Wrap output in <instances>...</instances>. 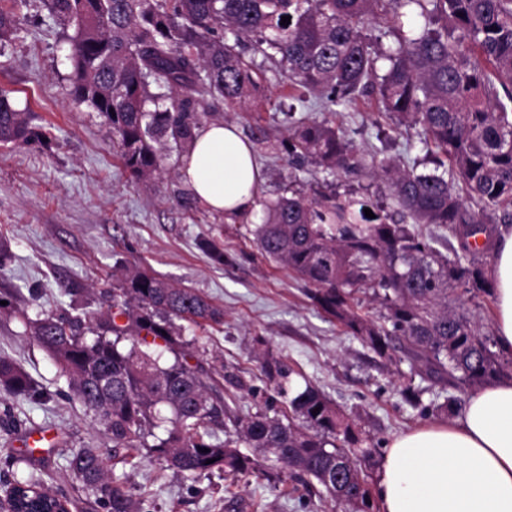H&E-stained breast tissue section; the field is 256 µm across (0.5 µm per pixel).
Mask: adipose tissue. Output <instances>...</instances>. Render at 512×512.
<instances>
[{"instance_id": "adipose-tissue-1", "label": "adipose tissue", "mask_w": 512, "mask_h": 512, "mask_svg": "<svg viewBox=\"0 0 512 512\" xmlns=\"http://www.w3.org/2000/svg\"><path fill=\"white\" fill-rule=\"evenodd\" d=\"M179 174L212 212L234 217L258 209L263 171L234 123L201 128ZM490 277L497 349L512 355V226L494 243ZM376 493L379 512H512V376L475 388L450 421L393 437Z\"/></svg>"}]
</instances>
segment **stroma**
<instances>
[{
	"instance_id": "35a3bbf8",
	"label": "stroma",
	"mask_w": 512,
	"mask_h": 512,
	"mask_svg": "<svg viewBox=\"0 0 512 512\" xmlns=\"http://www.w3.org/2000/svg\"><path fill=\"white\" fill-rule=\"evenodd\" d=\"M17 38L0 43V89L11 91L46 140L0 142V248L8 260L0 270V293L12 301L0 312V354L13 358L32 377L36 391L19 397L0 393V488L14 471L40 469L55 490L71 500L70 512H91L67 468L70 454L84 446L110 447L103 424L72 397L48 353L24 335L18 311L57 312L75 303L97 312L110 303L112 268L121 259L152 268L171 283L205 294L224 311L220 326L199 332L208 355L238 371L250 384H268L256 360L270 349L301 372L378 444L386 448L402 431L443 420L421 414L403 388L413 383L423 403L466 399L468 390L410 379L408 362L380 358L313 304L310 287L287 267L262 258L254 243L252 217L225 218L199 202L183 204L184 184L166 174L145 185L131 179L103 117L69 93L71 45L62 25L42 0H29ZM258 86L254 104L230 113L250 141L265 180L258 200L285 188L309 189L319 180L313 164H289L265 142L304 117L321 119L288 98L280 78L255 55ZM366 156L404 165L423 159L417 129L391 133L377 97L361 96L327 116ZM215 242L223 263L203 249ZM33 448L23 462L24 448ZM127 475L133 495L154 512H218L219 500L235 499L236 512H344L335 501L311 494L302 484H273L264 476L241 480L221 473L194 479L139 453L109 460Z\"/></svg>"
}]
</instances>
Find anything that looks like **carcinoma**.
I'll use <instances>...</instances> for the list:
<instances>
[{"instance_id": "1", "label": "carcinoma", "mask_w": 512, "mask_h": 512, "mask_svg": "<svg viewBox=\"0 0 512 512\" xmlns=\"http://www.w3.org/2000/svg\"><path fill=\"white\" fill-rule=\"evenodd\" d=\"M26 2L0 7V41L19 33L17 9ZM42 2L72 30L70 95L105 118L139 183L159 179L171 153L187 155L197 131L224 119L219 103L244 104L254 83L252 64L235 50L244 40L300 91L297 100L314 95L321 112L375 93L395 129L417 127L434 155L431 172L385 159L374 170L399 217L369 200L290 188L291 196L263 202L258 249L312 286L315 304L379 356L391 358L396 338L415 376L456 389L512 372L495 337L448 308V294L458 290L473 298L492 293L474 257L477 238L485 236L488 251L496 225L512 224V0ZM372 23L388 26L395 44L373 49L365 33ZM34 138L45 135L1 89L0 141ZM279 147L292 164L312 162L327 188L332 178L364 167L352 141L326 119L299 121ZM113 278L105 311L73 306L21 317L24 332L105 426L112 457L144 449L186 478L217 470L235 479H301L317 483L319 494L345 512H370L373 489L361 465L376 448L317 386L298 382V372L264 351L260 369L289 413L272 416L266 405L240 415L229 404L235 391L255 398L256 389L224 372L218 358H201L197 337L184 335L188 325L222 324L224 312L121 259ZM368 291L386 310L383 325L356 311V294ZM0 390L28 395L34 382L0 356ZM412 401L424 411L457 408L454 396L428 407L412 392ZM68 468L103 512H150L109 470L102 449L73 451ZM4 494L0 512H69V501L34 469L14 474Z\"/></svg>"}]
</instances>
